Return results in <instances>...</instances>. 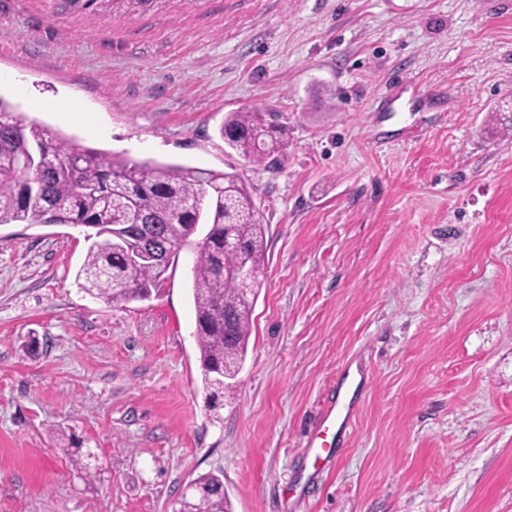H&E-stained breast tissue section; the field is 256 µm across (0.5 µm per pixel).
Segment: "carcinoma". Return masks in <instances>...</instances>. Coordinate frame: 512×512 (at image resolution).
Instances as JSON below:
<instances>
[{"label":"carcinoma","instance_id":"cac0c4a2","mask_svg":"<svg viewBox=\"0 0 512 512\" xmlns=\"http://www.w3.org/2000/svg\"><path fill=\"white\" fill-rule=\"evenodd\" d=\"M242 157L261 162L287 144V130L259 112H232L220 130ZM81 224L95 229L77 280L107 304L149 297L181 244L208 227L192 267L195 340L211 408L224 405L250 336L265 268V228L234 173L135 162L78 148L58 132L14 115L0 98V224ZM245 266L248 278L235 275ZM177 512H230L216 475L193 484Z\"/></svg>","mask_w":512,"mask_h":512}]
</instances>
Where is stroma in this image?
<instances>
[{"label": "stroma", "instance_id": "1", "mask_svg": "<svg viewBox=\"0 0 512 512\" xmlns=\"http://www.w3.org/2000/svg\"><path fill=\"white\" fill-rule=\"evenodd\" d=\"M0 97L81 147L239 173L267 241L215 410L192 247L109 305L75 281L86 228L0 224V512H176L208 474L232 512H512V0H0ZM231 112L285 149L248 162ZM220 134L232 150L254 163L281 152L288 140L286 127L267 122L260 112L230 113ZM340 420L341 422L337 427ZM349 421L350 415L348 407L345 408L337 402H331L322 410L310 435V446L317 453V457H320L321 454H325V457L329 458L336 454L338 451L337 446L340 444V437L346 431ZM333 427L336 428V432L329 441L328 435Z\"/></svg>", "mask_w": 512, "mask_h": 512}]
</instances>
